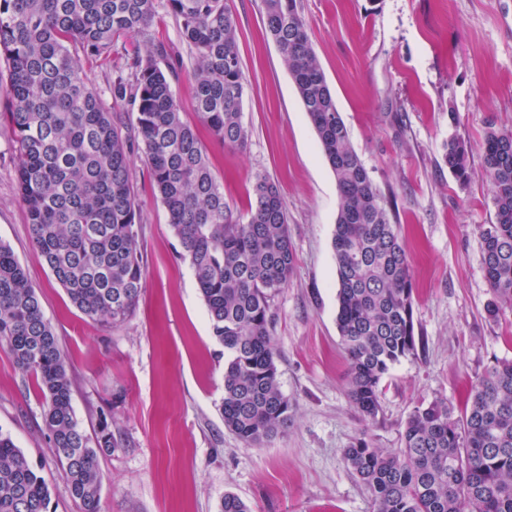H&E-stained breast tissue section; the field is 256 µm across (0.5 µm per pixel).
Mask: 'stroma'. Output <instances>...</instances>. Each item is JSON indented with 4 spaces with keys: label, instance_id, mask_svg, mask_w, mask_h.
I'll use <instances>...</instances> for the list:
<instances>
[{
    "label": "stroma",
    "instance_id": "1",
    "mask_svg": "<svg viewBox=\"0 0 512 512\" xmlns=\"http://www.w3.org/2000/svg\"><path fill=\"white\" fill-rule=\"evenodd\" d=\"M247 80V141L231 147L200 128L224 196L245 210L256 174L274 181L288 209L296 262L274 302L273 345L291 420L263 446L224 428V349L142 153L132 156L144 288L137 310L110 328L85 317L35 251L18 196L15 155L0 124V242L36 287L74 382L78 421L106 415L120 448L102 452L100 512H219L226 493L250 512H373L344 448L363 438L400 448L415 407L447 402L461 415L471 383L512 358V310L485 309L479 227L494 221L483 173L489 129H512V0H301L314 50L352 144L394 203L413 275L414 355L379 386L380 412L361 418L348 397V363L336 326L331 246L339 195L292 78L264 37L261 0H230ZM186 53L179 27L158 9L150 38H121L85 63L109 93L127 59L153 42ZM470 147L472 177L459 185L442 160L452 137ZM44 401L0 349V431L50 484V512H84L43 435Z\"/></svg>",
    "mask_w": 512,
    "mask_h": 512
}]
</instances>
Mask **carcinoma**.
I'll use <instances>...</instances> for the list:
<instances>
[{"label": "carcinoma", "instance_id": "1", "mask_svg": "<svg viewBox=\"0 0 512 512\" xmlns=\"http://www.w3.org/2000/svg\"><path fill=\"white\" fill-rule=\"evenodd\" d=\"M159 0H0V93L17 159L16 181L33 245L70 301L89 319L119 327L144 288L139 212L131 155L144 154L155 192L224 347V427L261 446L288 426L272 347L276 296L295 253L287 206L266 175L254 177L246 214L224 199L197 129L183 119L173 88L183 61L159 66L164 43L128 63L112 98L130 100L129 130L89 82L81 58L112 54L120 37L148 36ZM264 29L291 75L332 169L340 206L332 237L336 326L349 361V398L366 418L379 412V385L414 354L413 283L397 224L353 147L317 59L300 0H263ZM192 66L194 110L226 145L244 144L245 76L237 22L228 0H165ZM483 164L493 187L495 223L480 227L492 320L512 308V130H490ZM443 162L462 184L468 145L451 138ZM0 344L34 380L44 402V435L71 495L99 512L98 453L119 441L102 415L88 436L72 406L73 381L39 293L13 250L0 243ZM348 467L371 493L374 512H512V360L498 359L472 385L455 418L435 400L410 414L395 451L361 438L344 449ZM51 489L12 438L0 432V512H48ZM220 512H249L233 493Z\"/></svg>", "mask_w": 512, "mask_h": 512}]
</instances>
